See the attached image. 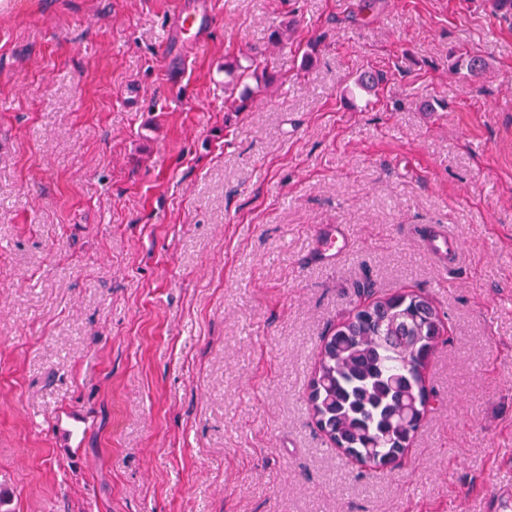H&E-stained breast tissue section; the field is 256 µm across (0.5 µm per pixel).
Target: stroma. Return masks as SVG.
<instances>
[{
  "mask_svg": "<svg viewBox=\"0 0 512 512\" xmlns=\"http://www.w3.org/2000/svg\"><path fill=\"white\" fill-rule=\"evenodd\" d=\"M0 0L12 512H496L512 490V16L493 0ZM286 34L273 46V31ZM480 55L477 75L450 68ZM252 59L231 111L227 63ZM368 72L383 80L358 86ZM345 225L336 263L319 225ZM450 225L444 269L418 228ZM415 292L449 342L403 463L331 447L324 336ZM78 417L70 443L61 427ZM181 7L173 18V24L179 35H184L198 44L206 40L214 25V15L206 0ZM349 247V237L340 224H322L315 239V257L330 264Z\"/></svg>",
  "mask_w": 512,
  "mask_h": 512,
  "instance_id": "obj_1",
  "label": "stroma"
}]
</instances>
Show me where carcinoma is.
<instances>
[{
    "mask_svg": "<svg viewBox=\"0 0 512 512\" xmlns=\"http://www.w3.org/2000/svg\"><path fill=\"white\" fill-rule=\"evenodd\" d=\"M323 340L308 395L329 441L356 462L379 467L402 458L421 417L434 409L425 369L442 340L428 298L403 293L368 302Z\"/></svg>",
    "mask_w": 512,
    "mask_h": 512,
    "instance_id": "obj_1",
    "label": "carcinoma"
}]
</instances>
